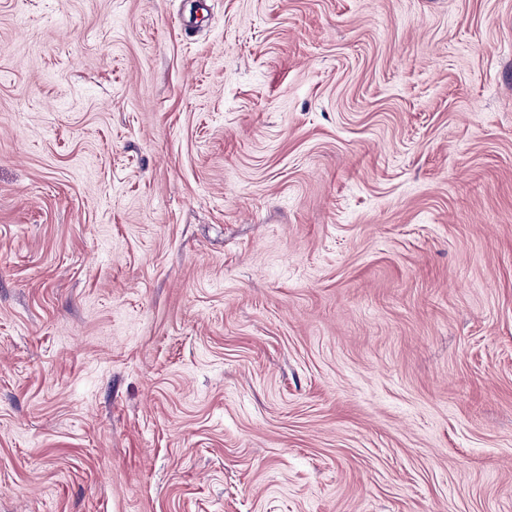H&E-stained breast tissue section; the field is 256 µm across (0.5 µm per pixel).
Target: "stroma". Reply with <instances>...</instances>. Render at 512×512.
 I'll return each instance as SVG.
<instances>
[{"mask_svg":"<svg viewBox=\"0 0 512 512\" xmlns=\"http://www.w3.org/2000/svg\"><path fill=\"white\" fill-rule=\"evenodd\" d=\"M0 512H512V0H0Z\"/></svg>","mask_w":512,"mask_h":512,"instance_id":"stroma-1","label":"stroma"}]
</instances>
